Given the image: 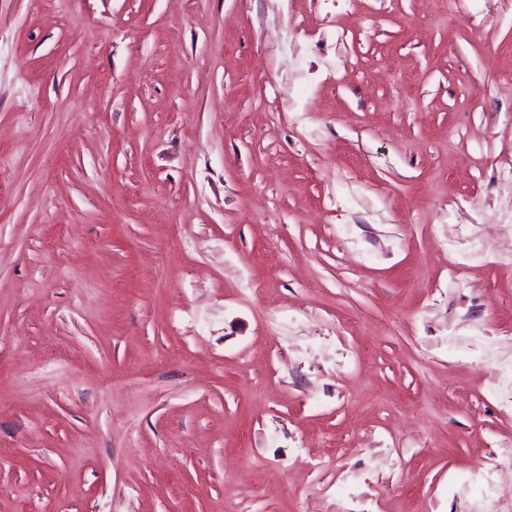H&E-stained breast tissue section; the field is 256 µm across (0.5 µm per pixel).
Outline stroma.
<instances>
[{
  "instance_id": "35a3bbf8",
  "label": "stroma",
  "mask_w": 512,
  "mask_h": 512,
  "mask_svg": "<svg viewBox=\"0 0 512 512\" xmlns=\"http://www.w3.org/2000/svg\"><path fill=\"white\" fill-rule=\"evenodd\" d=\"M504 71L512 0H0V512H480Z\"/></svg>"
}]
</instances>
